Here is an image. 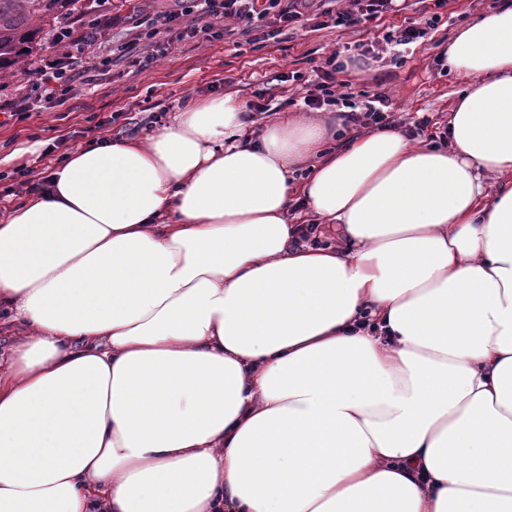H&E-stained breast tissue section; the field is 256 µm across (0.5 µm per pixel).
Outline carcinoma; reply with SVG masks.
<instances>
[{"label":"carcinoma","instance_id":"cac0c4a2","mask_svg":"<svg viewBox=\"0 0 512 512\" xmlns=\"http://www.w3.org/2000/svg\"><path fill=\"white\" fill-rule=\"evenodd\" d=\"M77 0H0V75L24 61L38 43L36 22H49Z\"/></svg>","mask_w":512,"mask_h":512}]
</instances>
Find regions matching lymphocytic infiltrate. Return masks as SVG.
<instances>
[{"instance_id": "1", "label": "lymphocytic infiltrate", "mask_w": 512, "mask_h": 512, "mask_svg": "<svg viewBox=\"0 0 512 512\" xmlns=\"http://www.w3.org/2000/svg\"><path fill=\"white\" fill-rule=\"evenodd\" d=\"M400 9L398 0H194L193 5L183 4L158 12L144 30L116 46L105 39L86 40L75 35L72 27H64L59 33L60 55L43 59L37 67L25 72L24 79L33 82L40 98L63 105L72 97L74 77L70 70L90 50L116 48L119 59L142 71L173 45L212 31L217 19L243 22L242 33L247 36L253 33L255 23L269 19L283 29L302 23L318 31L366 25ZM346 70L347 59L337 51L322 65L314 67L302 84L305 106L320 110L342 104L348 108L344 116L346 123L375 130L394 126L396 120L388 109L385 95H371L362 111L353 110L355 88L345 79Z\"/></svg>"}]
</instances>
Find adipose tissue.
Returning <instances> with one entry per match:
<instances>
[{
    "label": "adipose tissue",
    "mask_w": 512,
    "mask_h": 512,
    "mask_svg": "<svg viewBox=\"0 0 512 512\" xmlns=\"http://www.w3.org/2000/svg\"><path fill=\"white\" fill-rule=\"evenodd\" d=\"M445 63L446 146L227 95L0 216V512H512V0Z\"/></svg>",
    "instance_id": "adipose-tissue-1"
}]
</instances>
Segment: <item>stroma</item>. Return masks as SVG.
<instances>
[{"instance_id": "35a3bbf8", "label": "stroma", "mask_w": 512, "mask_h": 512, "mask_svg": "<svg viewBox=\"0 0 512 512\" xmlns=\"http://www.w3.org/2000/svg\"><path fill=\"white\" fill-rule=\"evenodd\" d=\"M493 0H447L441 10H434L432 0H407L400 13L383 19V26L413 22L424 25L433 13H440L436 27L424 39L412 45L404 59H395L393 51L379 57L350 63L346 74L358 88L384 93L392 99L391 108L405 122L447 119L462 77L448 71L440 62L456 29L467 21L491 12ZM116 24L109 35L122 43L136 32L143 18L166 10L171 0H106ZM97 17L95 0H77L70 15H63L43 26L42 39L23 67L13 68L0 80V101L11 99L23 69L33 68L37 59L54 54L55 35L64 24L76 21L82 32H89ZM262 37L253 42L231 32L213 40L199 38L166 52L143 72H133L125 63L97 65L99 83L89 86L76 82L75 96L65 105L38 103L22 120L6 119L0 113V213L11 210L30 194L18 183L14 172L30 169L32 183L43 182L52 165L64 155L87 145L114 140H141L147 135L140 124L148 116L159 118L167 126L176 112L195 100L234 95L244 103L264 100L267 112L258 115L257 127L287 119L305 106L296 82L289 73L309 72L334 49L369 40L373 28L324 29L311 32L300 29L278 31L269 24ZM121 115L126 126L111 120Z\"/></svg>"}]
</instances>
